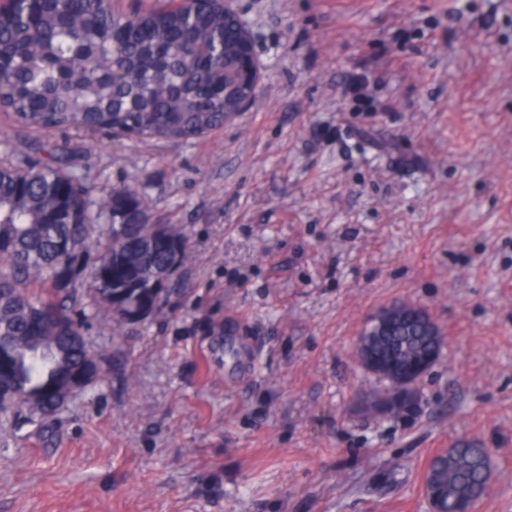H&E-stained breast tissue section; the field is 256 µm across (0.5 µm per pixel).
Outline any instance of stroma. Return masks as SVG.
I'll list each match as a JSON object with an SVG mask.
<instances>
[{
  "mask_svg": "<svg viewBox=\"0 0 512 512\" xmlns=\"http://www.w3.org/2000/svg\"><path fill=\"white\" fill-rule=\"evenodd\" d=\"M253 105L192 140L40 133L92 199L183 227V292L93 321L102 371L55 416L0 412V512H423L427 461L491 450L512 512V0H233ZM425 309L444 355L411 421L358 413L370 316Z\"/></svg>",
  "mask_w": 512,
  "mask_h": 512,
  "instance_id": "1",
  "label": "stroma"
}]
</instances>
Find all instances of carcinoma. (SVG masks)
Instances as JSON below:
<instances>
[{
    "label": "carcinoma",
    "mask_w": 512,
    "mask_h": 512,
    "mask_svg": "<svg viewBox=\"0 0 512 512\" xmlns=\"http://www.w3.org/2000/svg\"><path fill=\"white\" fill-rule=\"evenodd\" d=\"M245 53L220 3L153 0L127 13L116 0H32L0 18V112L35 131L197 139L252 90ZM35 149L44 160L0 165V410L21 404L42 418L75 396L72 377L87 376V387L100 372L84 336L90 320L145 323L181 292L189 245L181 227L152 223L133 188L93 202L67 150ZM93 235L106 242L95 256L82 248ZM400 307L384 337L367 327L361 340L390 373L371 383L365 412L406 421L443 346L425 310ZM490 488L489 449L459 442L433 458L429 491L446 512L475 507Z\"/></svg>",
    "instance_id": "obj_1"
}]
</instances>
